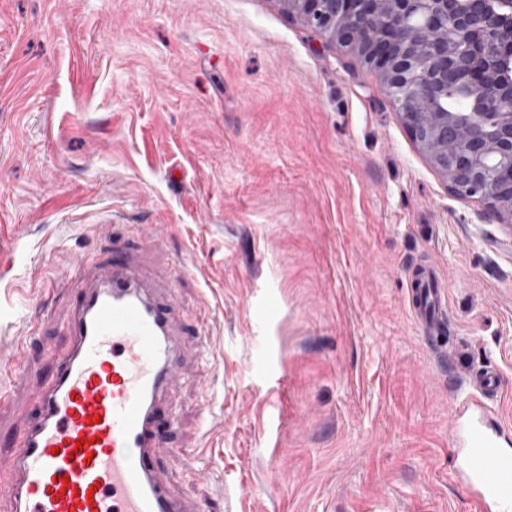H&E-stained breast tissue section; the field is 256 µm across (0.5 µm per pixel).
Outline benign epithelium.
I'll return each mask as SVG.
<instances>
[{
	"label": "benign epithelium",
	"instance_id": "7a95c632",
	"mask_svg": "<svg viewBox=\"0 0 512 512\" xmlns=\"http://www.w3.org/2000/svg\"><path fill=\"white\" fill-rule=\"evenodd\" d=\"M380 75L451 192L512 223V0H286ZM462 87L463 111L442 101Z\"/></svg>",
	"mask_w": 512,
	"mask_h": 512
}]
</instances>
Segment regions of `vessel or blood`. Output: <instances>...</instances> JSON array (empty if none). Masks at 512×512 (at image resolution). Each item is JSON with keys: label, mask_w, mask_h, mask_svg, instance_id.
Listing matches in <instances>:
<instances>
[{"label": "vessel or blood", "mask_w": 512, "mask_h": 512, "mask_svg": "<svg viewBox=\"0 0 512 512\" xmlns=\"http://www.w3.org/2000/svg\"><path fill=\"white\" fill-rule=\"evenodd\" d=\"M408 303L443 358L446 291L435 271L410 270ZM180 305L154 293L133 258L95 262L69 320L73 338L40 392V413L0 463V512H191L157 465L159 414L180 383L171 340ZM452 420L451 465L479 512H512V449L491 402L500 377L466 378ZM85 440L83 451L75 443Z\"/></svg>", "instance_id": "vessel-or-blood-1"}]
</instances>
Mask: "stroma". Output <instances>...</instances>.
Segmentation results:
<instances>
[{"mask_svg":"<svg viewBox=\"0 0 512 512\" xmlns=\"http://www.w3.org/2000/svg\"><path fill=\"white\" fill-rule=\"evenodd\" d=\"M126 249L185 317L173 495L477 512L449 426L485 368L512 426V224L451 193L379 75L283 0H0V373L24 377L0 459L72 342L76 259ZM417 263L458 373L408 308Z\"/></svg>","mask_w":512,"mask_h":512,"instance_id":"stroma-1","label":"stroma"}]
</instances>
